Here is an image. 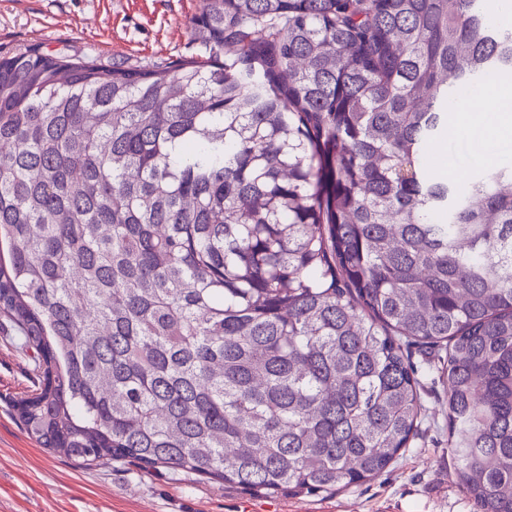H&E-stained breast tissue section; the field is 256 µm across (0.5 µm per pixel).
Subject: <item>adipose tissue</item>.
Here are the masks:
<instances>
[{
    "label": "adipose tissue",
    "mask_w": 512,
    "mask_h": 512,
    "mask_svg": "<svg viewBox=\"0 0 512 512\" xmlns=\"http://www.w3.org/2000/svg\"><path fill=\"white\" fill-rule=\"evenodd\" d=\"M512 103V75L492 77L476 99L458 102L449 124L450 134L468 135L473 146L488 151L496 142L512 141V113L506 104Z\"/></svg>",
    "instance_id": "1"
}]
</instances>
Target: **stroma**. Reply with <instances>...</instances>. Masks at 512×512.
Returning <instances> with one entry per match:
<instances>
[{"label": "stroma", "mask_w": 512, "mask_h": 512, "mask_svg": "<svg viewBox=\"0 0 512 512\" xmlns=\"http://www.w3.org/2000/svg\"><path fill=\"white\" fill-rule=\"evenodd\" d=\"M202 0H0V55L31 46L103 66L186 60L188 21ZM430 167L466 185L483 160L466 139L430 147ZM19 337L0 314V512H476L448 449V395L424 377L417 436L388 471L335 495L260 496L161 467H83L40 447L13 403L37 384Z\"/></svg>", "instance_id": "1"}]
</instances>
